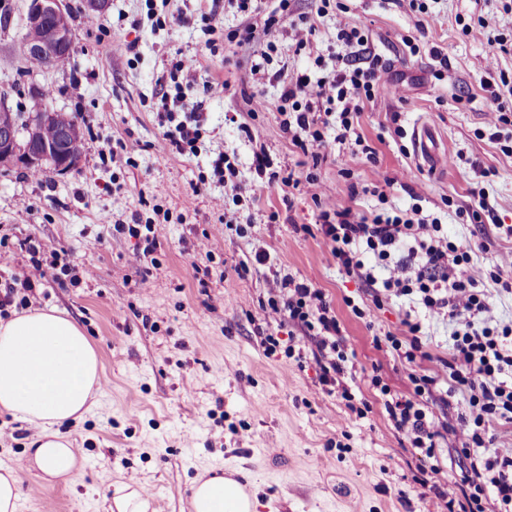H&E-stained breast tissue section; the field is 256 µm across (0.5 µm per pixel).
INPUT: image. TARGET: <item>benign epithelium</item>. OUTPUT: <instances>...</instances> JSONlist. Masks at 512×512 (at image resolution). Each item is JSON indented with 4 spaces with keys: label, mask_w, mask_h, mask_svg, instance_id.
I'll return each mask as SVG.
<instances>
[{
    "label": "benign epithelium",
    "mask_w": 512,
    "mask_h": 512,
    "mask_svg": "<svg viewBox=\"0 0 512 512\" xmlns=\"http://www.w3.org/2000/svg\"><path fill=\"white\" fill-rule=\"evenodd\" d=\"M28 2L24 24L25 34L29 35L28 47L43 59L44 68L57 67L72 53L76 40L68 0ZM47 24L53 28L52 38L42 40L33 37ZM31 98L34 111L21 120L9 106L6 94L0 91V168H47L60 174L76 169L81 157L63 154L58 143L80 134L79 128L65 127L57 143L48 142L43 138V131L56 122L58 113L46 103L43 88H32Z\"/></svg>",
    "instance_id": "1"
}]
</instances>
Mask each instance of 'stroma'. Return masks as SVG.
Returning a JSON list of instances; mask_svg holds the SVG:
<instances>
[{
	"label": "stroma",
	"instance_id": "obj_1",
	"mask_svg": "<svg viewBox=\"0 0 512 512\" xmlns=\"http://www.w3.org/2000/svg\"><path fill=\"white\" fill-rule=\"evenodd\" d=\"M344 2L346 13L321 19L317 40L333 55L337 23L365 28L371 48L393 60L392 82L405 94L378 93L359 118L357 131L377 164L351 159L349 144L335 143L328 130L332 142L316 172L330 203L370 215L379 202L362 188L389 176L396 183L386 190L388 207L407 209L420 193L424 214L440 218L449 237L481 242L479 227L455 210L482 199L496 223L512 225V157L485 126L492 84L512 76V53L495 42L512 35V0H431L425 13L409 0ZM69 6L71 56L60 67L30 70L18 50L27 2L0 0V89L10 106L30 112L31 88L51 89L52 106L73 115L84 135L82 161L68 173L35 179L20 167L0 169V290L31 263L22 243L46 244L44 261L57 249L72 275L48 278L29 293L28 306L55 308L74 321L109 385L91 413L64 428L82 450L83 468L49 485L25 469L35 429L0 412V466L20 472V512H110L116 488L132 477L152 491L149 512H190L194 480L229 472L256 491L257 512H446L444 500L415 483L419 461L383 415L368 375L380 368L393 392H409L405 366L376 349L375 336L399 329L406 315L422 318L435 357L446 355L450 327L404 297L374 309L371 321L355 317L348 303L365 298L362 283L339 268L320 238L299 230L316 221L309 192L263 189L246 236L222 226L236 207L213 176L219 154H236L249 185L258 181L259 149L274 168L306 172L303 154L280 127V82L250 73L254 46L210 52L196 0L153 8L169 18L160 29L147 17L146 0H108L101 30L88 24L85 0ZM182 12L190 23L175 22ZM491 14L502 17L500 32L478 27ZM407 36L420 38V55H408ZM182 54L199 60L183 104L201 105L202 138L197 154L171 161L158 78ZM244 123L249 132L241 131ZM422 123L447 158L441 168L414 158L410 136ZM116 141L131 158L119 168L100 155ZM344 167L351 178L341 176ZM116 221L152 222L154 251L133 262L137 241L113 234ZM258 248L269 253L268 265L239 276L237 267ZM274 270L311 281L331 301L371 413L356 417L321 391L313 363L264 352L257 327L278 330L261 309Z\"/></svg>",
	"mask_w": 512,
	"mask_h": 512
}]
</instances>
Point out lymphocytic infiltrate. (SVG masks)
<instances>
[{"mask_svg":"<svg viewBox=\"0 0 512 512\" xmlns=\"http://www.w3.org/2000/svg\"><path fill=\"white\" fill-rule=\"evenodd\" d=\"M240 18L224 40L239 46L266 36L258 61L251 65L255 75H268L269 65L278 54L272 35L290 11L292 0H227ZM331 0H320L315 14L300 17L292 26L290 47L305 55L315 66L325 58L316 38V21L324 17ZM336 40L346 47L337 56L336 67L321 77L302 73L283 83L277 111L281 126L293 146L303 155L320 162L327 146L324 131L335 127L337 143L353 141L358 154L375 162L376 153L356 133V123L366 101L378 91L391 90V59L374 53L365 30L338 25ZM164 137L170 145V160L196 153L202 137L197 112L166 114ZM318 208L316 229L338 266L348 276L363 283L370 302L351 303L352 313L370 320L371 308L385 298L417 297L429 316L452 327L448 354L439 358V369L430 373L419 363L429 353L423 341L422 324L404 319L397 331L375 337L377 348L386 350L408 370L411 393L391 391L379 372H372L369 383L381 396L382 409L400 432L421 466V486L440 491L445 472L440 445L454 437L469 466L453 473L455 492L446 496L448 512H512V448H500L488 426L497 422L512 425V320L492 314L488 285L512 293V281L501 267H493L487 281L473 275L470 242L444 234L439 218L424 216L420 205L408 210L380 209L361 216L351 209L331 205L327 193L313 194ZM33 260L13 286L0 295V313L12 306L19 294L33 291L45 281L48 272L38 259L44 246L28 243ZM268 317L286 327L280 337L259 330L260 343L267 354L283 353L297 363L314 362L323 391L345 401L356 416L371 411L366 399L357 398L346 384L355 368V354L349 351L341 324L322 289L312 282L274 272L267 281ZM468 396L465 413L456 421L436 423L429 400L447 402L448 392Z\"/></svg>","mask_w":512,"mask_h":512,"instance_id":"1","label":"lymphocytic infiltrate"}]
</instances>
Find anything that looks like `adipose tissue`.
I'll use <instances>...</instances> for the list:
<instances>
[{
	"label": "adipose tissue",
	"instance_id": "ef3b65f1",
	"mask_svg": "<svg viewBox=\"0 0 512 512\" xmlns=\"http://www.w3.org/2000/svg\"><path fill=\"white\" fill-rule=\"evenodd\" d=\"M100 361L83 331L63 313L32 310L0 319V410L39 428L27 459L51 483L72 474L82 456L65 425L87 413L101 380ZM192 512H253L234 479L213 476L192 487Z\"/></svg>",
	"mask_w": 512,
	"mask_h": 512
}]
</instances>
